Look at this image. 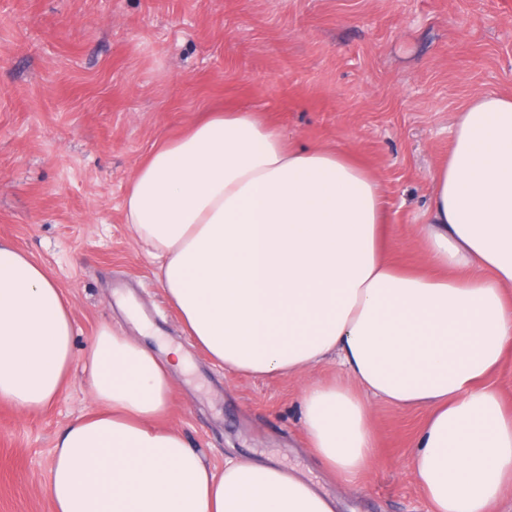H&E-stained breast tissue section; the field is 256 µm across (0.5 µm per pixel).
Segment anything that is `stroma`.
I'll use <instances>...</instances> for the list:
<instances>
[{"label": "stroma", "mask_w": 512, "mask_h": 512, "mask_svg": "<svg viewBox=\"0 0 512 512\" xmlns=\"http://www.w3.org/2000/svg\"><path fill=\"white\" fill-rule=\"evenodd\" d=\"M484 92L512 95V0H0V239L64 290L76 353L104 325L139 338L119 305L128 294L183 346L191 368L174 376L167 422L206 464L274 461L340 496L341 512H430L411 470L426 410L372 400L370 471L338 487L307 445L300 382L205 358L123 199L155 145L212 112H261L380 176L388 245L414 268L453 117ZM90 407L79 369L43 411L0 401V512H52L57 436Z\"/></svg>", "instance_id": "obj_1"}]
</instances>
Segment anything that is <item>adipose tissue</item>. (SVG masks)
<instances>
[{
    "instance_id": "adipose-tissue-1",
    "label": "adipose tissue",
    "mask_w": 512,
    "mask_h": 512,
    "mask_svg": "<svg viewBox=\"0 0 512 512\" xmlns=\"http://www.w3.org/2000/svg\"><path fill=\"white\" fill-rule=\"evenodd\" d=\"M453 127L412 270L392 258L378 177L256 112L155 148L123 209L212 363L302 380L308 446L341 485L370 469L374 397L427 409L412 472L432 512H496L512 490V412L493 381L512 349V97L478 95ZM78 360L93 408L55 444L52 512H338V496L277 463L210 469L163 423L181 346L156 351L105 326L77 356L62 289L0 240V399L45 409ZM331 361L342 376L313 377Z\"/></svg>"
}]
</instances>
